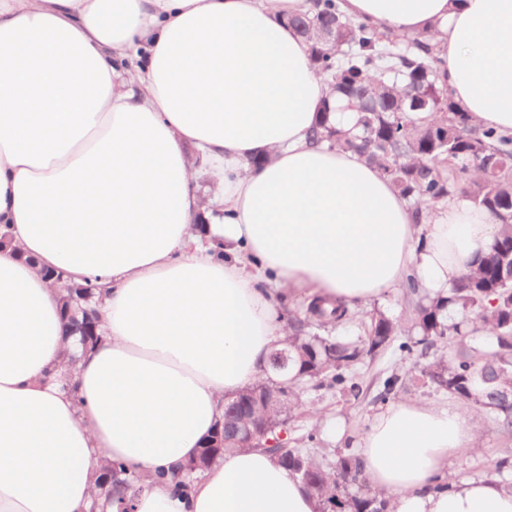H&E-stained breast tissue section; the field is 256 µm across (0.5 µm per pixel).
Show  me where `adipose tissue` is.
<instances>
[{"mask_svg": "<svg viewBox=\"0 0 512 512\" xmlns=\"http://www.w3.org/2000/svg\"><path fill=\"white\" fill-rule=\"evenodd\" d=\"M313 9L0 0V512H88L100 457L165 472L136 512H316L259 448L184 473L225 395L263 378L286 337L261 283L352 307L411 273L447 293L489 252L488 211L456 197L416 219L375 167L318 136L323 119L353 132L358 114L288 23ZM340 9L433 34L454 103L512 136V0ZM204 176L220 191L206 224ZM88 281L100 338L84 348L61 295ZM476 432L452 403L401 402L364 438V470L393 512H512L496 479L428 489Z\"/></svg>", "mask_w": 512, "mask_h": 512, "instance_id": "adipose-tissue-1", "label": "adipose tissue"}]
</instances>
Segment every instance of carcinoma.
Masks as SVG:
<instances>
[{"mask_svg":"<svg viewBox=\"0 0 512 512\" xmlns=\"http://www.w3.org/2000/svg\"><path fill=\"white\" fill-rule=\"evenodd\" d=\"M317 10L294 19L308 38L316 71L339 92L357 100L358 135L330 131L332 145L351 150L375 166L405 200L416 206L460 195L485 208L499 224L489 254L466 270L445 297H420L416 280L407 278L403 295L414 299L420 338L399 341L400 320L383 313L372 318L367 336L349 341L329 330L353 321L342 303L325 307L309 295L288 311L286 349L291 374L255 383L241 391L256 414L274 421L293 419L308 386L357 400L364 394L353 367L374 359L393 344L408 360L418 347L442 341L448 354L417 370L414 381L455 395L486 411L495 427L512 429V403L493 395L512 389V137L492 128H475L451 100L444 79L445 60L430 38L386 36L375 27L354 22L339 11L338 0H316ZM319 25L335 30L334 40L312 38ZM432 88L434 99L424 123L409 117L412 88ZM288 389V412L264 393ZM402 377L393 372L383 384L382 399L398 397ZM256 446L303 478L319 512H391L390 500L364 482L361 459L344 449L332 465L321 463L305 448H288L277 433ZM112 485L125 494L139 490L148 477L107 464Z\"/></svg>","mask_w":512,"mask_h":512,"instance_id":"cac0c4a2","label":"carcinoma"}]
</instances>
